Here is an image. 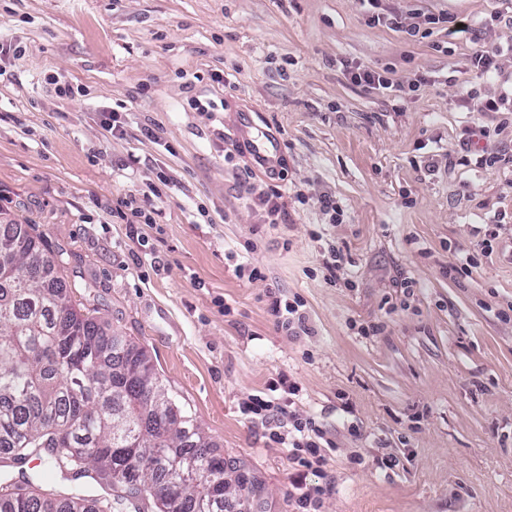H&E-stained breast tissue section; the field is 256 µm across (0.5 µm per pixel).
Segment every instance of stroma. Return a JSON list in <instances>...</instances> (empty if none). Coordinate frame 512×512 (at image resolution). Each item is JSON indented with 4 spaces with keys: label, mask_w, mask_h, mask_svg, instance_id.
<instances>
[{
    "label": "stroma",
    "mask_w": 512,
    "mask_h": 512,
    "mask_svg": "<svg viewBox=\"0 0 512 512\" xmlns=\"http://www.w3.org/2000/svg\"><path fill=\"white\" fill-rule=\"evenodd\" d=\"M380 11L402 28L359 0H0V43L24 49L0 57V224L31 225L61 276L89 283L73 302L144 347L216 452L261 482L249 512H300L296 475L320 512H512V163L496 158L512 112L480 109L512 92V66L470 61L512 43L495 20L512 0ZM430 15L472 38L407 34ZM359 65L421 87L354 83ZM51 74L82 95L58 96ZM118 104L111 132L101 111ZM247 116L279 170L239 143ZM255 186L282 194L283 223L263 222ZM134 196L155 223L120 215ZM275 298L301 301L304 329L277 324ZM281 373L326 433L319 464L241 411ZM508 54L512 56V43L507 46L506 53L501 45L480 46L472 53V65L476 68L477 73L483 75L492 71V69H500L502 58Z\"/></svg>",
    "instance_id": "obj_1"
}]
</instances>
